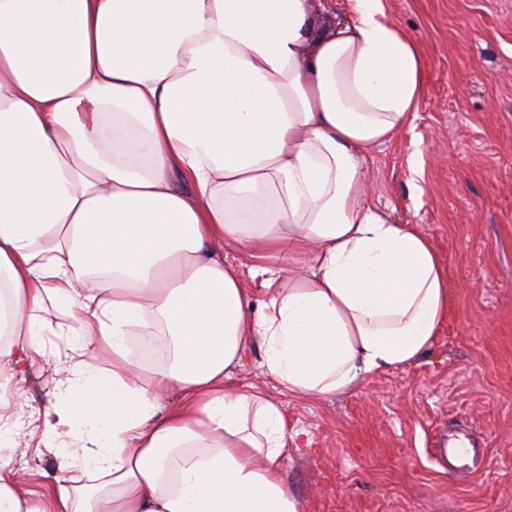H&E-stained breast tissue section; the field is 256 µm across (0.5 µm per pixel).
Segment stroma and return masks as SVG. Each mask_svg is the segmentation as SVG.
I'll list each match as a JSON object with an SVG mask.
<instances>
[{
  "label": "stroma",
  "mask_w": 512,
  "mask_h": 512,
  "mask_svg": "<svg viewBox=\"0 0 512 512\" xmlns=\"http://www.w3.org/2000/svg\"><path fill=\"white\" fill-rule=\"evenodd\" d=\"M422 54L417 112L367 165L369 196L414 224L446 262L449 312L414 364L323 399L282 392L252 346L232 386L281 402L285 478L302 512H512V0H386ZM48 354L28 366L13 412L10 462L42 495L64 454L40 445L42 413L61 378ZM480 450L478 469L451 470L448 434Z\"/></svg>",
  "instance_id": "1"
}]
</instances>
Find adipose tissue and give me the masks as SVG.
Instances as JSON below:
<instances>
[{
    "label": "adipose tissue",
    "instance_id": "adipose-tissue-1",
    "mask_svg": "<svg viewBox=\"0 0 512 512\" xmlns=\"http://www.w3.org/2000/svg\"><path fill=\"white\" fill-rule=\"evenodd\" d=\"M422 91L385 0H0V453L39 310L77 334L41 434L61 473L35 498L0 465V512H301L281 403L228 381L257 343L323 398L433 344L445 263L368 192Z\"/></svg>",
    "mask_w": 512,
    "mask_h": 512
}]
</instances>
